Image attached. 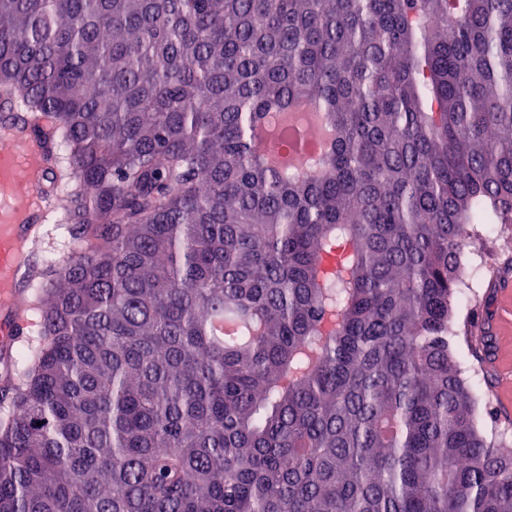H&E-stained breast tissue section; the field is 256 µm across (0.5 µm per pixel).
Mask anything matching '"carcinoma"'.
Wrapping results in <instances>:
<instances>
[{
    "label": "carcinoma",
    "instance_id": "1",
    "mask_svg": "<svg viewBox=\"0 0 512 512\" xmlns=\"http://www.w3.org/2000/svg\"><path fill=\"white\" fill-rule=\"evenodd\" d=\"M0 124L81 246L0 385V512H512L452 340L512 224V0H0ZM293 126L332 149L280 163Z\"/></svg>",
    "mask_w": 512,
    "mask_h": 512
}]
</instances>
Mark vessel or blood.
Returning <instances> with one entry per match:
<instances>
[{
    "label": "vessel or blood",
    "mask_w": 512,
    "mask_h": 512,
    "mask_svg": "<svg viewBox=\"0 0 512 512\" xmlns=\"http://www.w3.org/2000/svg\"><path fill=\"white\" fill-rule=\"evenodd\" d=\"M20 143L22 154L0 153V346L12 347L28 326L27 307L14 285L33 248L40 243L39 221L52 202L43 193V152L39 143L23 139L9 128L0 129V144ZM500 304L493 325L512 329V282L498 285ZM501 379L495 391L503 408L512 407V363L500 362Z\"/></svg>",
    "instance_id": "b4317fda"
}]
</instances>
